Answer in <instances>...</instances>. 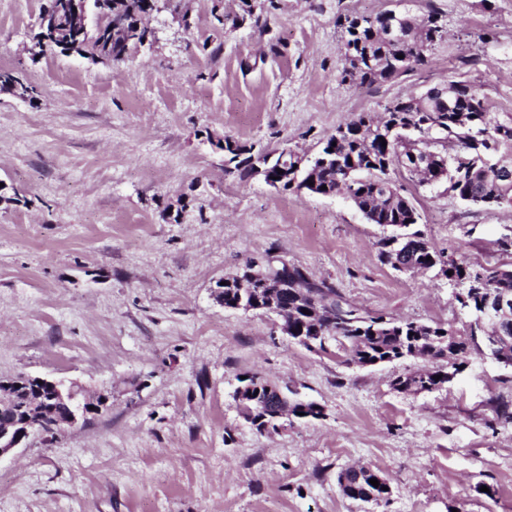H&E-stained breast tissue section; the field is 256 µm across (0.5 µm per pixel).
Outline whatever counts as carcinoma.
<instances>
[{"instance_id": "cac0c4a2", "label": "carcinoma", "mask_w": 512, "mask_h": 512, "mask_svg": "<svg viewBox=\"0 0 512 512\" xmlns=\"http://www.w3.org/2000/svg\"><path fill=\"white\" fill-rule=\"evenodd\" d=\"M149 0H116L115 8L125 13L126 21L102 16L103 29L108 38L97 45L93 42L86 48L90 54L107 52L115 62L125 59L131 46L149 34L145 27H138L137 15L144 10ZM246 0H238V10L224 13V26L237 29L246 24L253 28H268L267 17L251 14L244 8ZM382 14L345 15L338 19L343 33V66L341 76L359 85L371 86L395 78L416 65L426 61V53L441 36L440 26L433 12L424 15L403 14L400 25L407 31H420L419 40L401 44L386 33ZM469 92L452 99L454 112L443 113L442 128L429 132L426 122L442 109L438 101L422 100L419 96L408 97L391 104L393 111L382 116L362 112L357 119L346 123L347 134L330 136L318 152V156L329 158V162H314L307 176L316 182V190L322 195L345 194L352 199L358 210L368 215V221L383 227L404 230L399 236L381 239L380 255L393 256L402 264L425 270L433 267L436 257L430 243L420 231L414 229L419 214L409 197L394 188V192H383L378 188L381 178L395 169H407L412 162V153L429 152L427 158L431 182H446L448 190L461 200L473 203L477 200L493 199L495 205L512 204V180L502 181L486 170L483 159L507 154L512 157V114L505 113L496 118L489 112L485 98L478 90L465 84ZM462 109L477 123L487 127L489 143L479 147L471 145L460 126L458 116ZM454 147L448 153V147ZM485 278L494 282L495 288L512 294V270L499 266L482 267ZM283 276L308 294V305H318L322 310L332 308L336 313L352 317L355 308L343 302L336 289L324 282L311 280L298 267L284 271ZM277 306L293 315L292 325L306 334L322 330L325 336L342 334L355 340L351 352L359 364L375 361H392L403 356V351L416 346L427 353V357L438 362L432 370L410 374L399 381L404 390L430 391L439 384L435 377L441 375L443 363L448 358V336L452 330L440 324H424L413 321L388 319L382 314L360 316L361 322L343 332L337 326H328V317L318 319L293 306L290 295L277 296ZM499 335L503 336L499 352L504 365L512 366V315L500 322ZM379 471L357 479V471H343L347 485L344 494L356 501L368 499L378 502L387 497L383 486L375 487L370 480Z\"/></svg>"}]
</instances>
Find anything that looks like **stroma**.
I'll use <instances>...</instances> for the list:
<instances>
[{
	"mask_svg": "<svg viewBox=\"0 0 512 512\" xmlns=\"http://www.w3.org/2000/svg\"><path fill=\"white\" fill-rule=\"evenodd\" d=\"M44 0H0V69L34 87L0 92V379L110 391L105 410L0 458V512H512V368L475 350L444 387L398 390L432 368L356 364L348 341L309 349L273 313L224 308L216 281L284 261L369 314L469 319L439 268L402 273L387 234L342 195L278 191L225 172L209 137L314 155L362 112L465 80L512 113V0H414L442 36L425 64L370 87L342 81L350 13L393 0H275L266 31L224 28L236 0L159 5L150 45L124 61L34 59ZM440 261L512 267V205L466 206L400 170ZM298 390L322 417L258 431L242 378ZM386 478L376 503L338 476ZM372 470V473L368 476H364V469H361L360 472L363 473V478L358 481L357 479V471L354 467L348 468L340 473L338 477L339 484L342 485L343 475L346 476L347 485L343 488L344 494L353 500L365 502L368 499L373 497L372 502H378L387 497V491L383 490L384 485L379 483L378 487H374L370 483V479H376V475L379 474L382 478H384L380 471L374 470L372 467L367 466ZM385 479V478H384ZM377 480V479H376ZM378 481V480H377Z\"/></svg>",
	"mask_w": 512,
	"mask_h": 512,
	"instance_id": "35a3bbf8",
	"label": "stroma"
}]
</instances>
